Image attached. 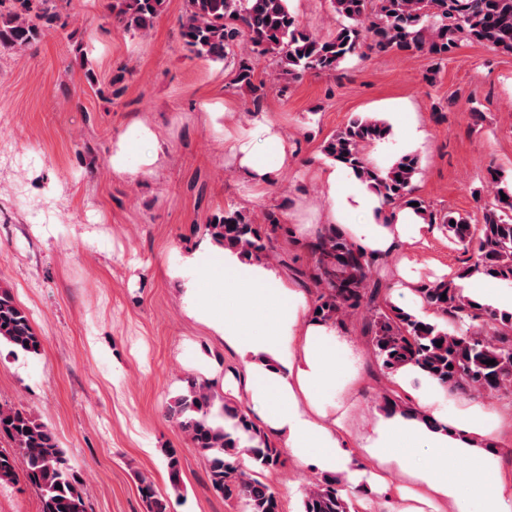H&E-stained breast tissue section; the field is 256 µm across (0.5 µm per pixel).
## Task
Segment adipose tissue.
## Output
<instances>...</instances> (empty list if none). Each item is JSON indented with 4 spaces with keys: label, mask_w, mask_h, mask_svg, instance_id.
<instances>
[{
    "label": "adipose tissue",
    "mask_w": 512,
    "mask_h": 512,
    "mask_svg": "<svg viewBox=\"0 0 512 512\" xmlns=\"http://www.w3.org/2000/svg\"><path fill=\"white\" fill-rule=\"evenodd\" d=\"M256 131L262 147L237 141L232 148L240 155L239 177L263 188L287 167L288 141L266 120ZM352 200L383 218L344 227L368 255L384 258L397 241L425 230L409 211L388 213L364 185L356 186ZM183 264L190 272L183 283L190 315L239 355L255 420L299 461L374 489H387L388 477L399 476L407 502L402 512H420L419 503L435 499L448 501L454 512H512V478L502 475L495 449L484 445L500 430L498 416L472 409L448 417L436 407L444 391L431 382L414 393L409 412H375L359 451H352L343 416L329 418L323 404L348 365L338 326L315 321L313 299L285 286L273 263L246 262L208 242L186 254Z\"/></svg>",
    "instance_id": "1"
}]
</instances>
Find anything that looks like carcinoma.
<instances>
[{"label":"carcinoma","mask_w":512,"mask_h":512,"mask_svg":"<svg viewBox=\"0 0 512 512\" xmlns=\"http://www.w3.org/2000/svg\"><path fill=\"white\" fill-rule=\"evenodd\" d=\"M58 0H0V51L24 50L60 20ZM342 22L327 36L301 26L289 0H183L178 19L182 46L197 58L232 64L234 84L246 91L253 111L261 109L267 80L256 61L273 65L275 80L299 81L307 73L333 74L365 51L399 50L439 60L465 38L503 54H512V0H331ZM165 0H110L109 18L125 32L143 37L164 12ZM386 121L357 115L322 146V153L351 172L391 209L411 210L426 224H439L470 254L454 279L416 288L420 302L436 319H422L394 303L378 301L380 284L371 279L376 259L339 228L330 226L309 244L312 280L318 288L314 317L345 323L366 307L367 332L381 368L393 374L406 364L450 392L500 391L512 387V313L500 312L463 294L462 282L479 274L512 286V178L490 170L492 198L483 205V223L471 224L452 212L439 217L415 195L419 158L404 153L382 169L366 148L390 135ZM507 200H502V196ZM455 225H450V222ZM281 229L276 212L257 219L242 209H225L206 225L210 239L236 249L245 258H269ZM13 353L38 355L43 339L29 315L0 288V345ZM494 364L488 365L486 361ZM191 447L209 457L211 488L235 498L242 512H282L278 493L245 472L237 456L249 454L258 467L280 462L281 451L244 411L196 379L166 405ZM0 438L12 451L0 450V484L19 480L39 496L40 512H87L82 480L72 471L53 433L23 409L0 407ZM170 483L181 482L180 456L161 449ZM139 492L146 512H167L154 483L142 478ZM300 512H356L351 496L333 479L306 489Z\"/></svg>","instance_id":"obj_1"}]
</instances>
